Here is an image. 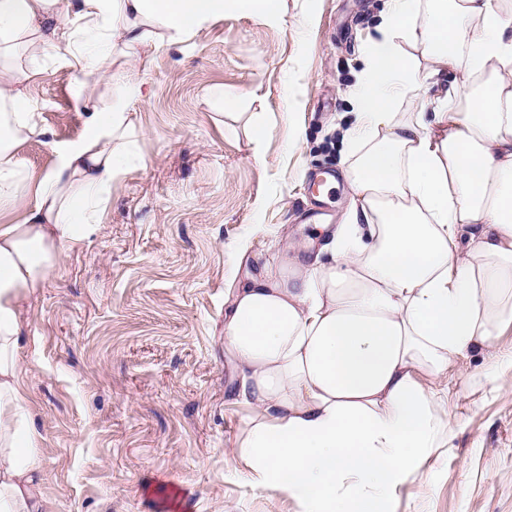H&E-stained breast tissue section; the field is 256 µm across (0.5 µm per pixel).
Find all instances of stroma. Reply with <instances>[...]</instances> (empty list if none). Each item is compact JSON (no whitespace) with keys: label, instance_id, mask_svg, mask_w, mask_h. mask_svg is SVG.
Wrapping results in <instances>:
<instances>
[{"label":"stroma","instance_id":"35a3bbf8","mask_svg":"<svg viewBox=\"0 0 512 512\" xmlns=\"http://www.w3.org/2000/svg\"><path fill=\"white\" fill-rule=\"evenodd\" d=\"M279 17L229 10L158 49L132 112L126 171L85 248L25 302L18 351L47 512H298L254 484L232 449L251 410L231 399L224 313L246 273L319 247L310 213L350 205L354 93L388 0H286ZM30 89L42 135L80 133L73 71ZM237 94L217 105L212 90ZM451 426L386 512H512V387L480 356L449 371Z\"/></svg>","mask_w":512,"mask_h":512}]
</instances>
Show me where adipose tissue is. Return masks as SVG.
Masks as SVG:
<instances>
[{
  "mask_svg": "<svg viewBox=\"0 0 512 512\" xmlns=\"http://www.w3.org/2000/svg\"><path fill=\"white\" fill-rule=\"evenodd\" d=\"M231 8L277 17L285 0H0V512H45L22 304L85 247L124 171L133 121L93 81L142 96L154 51ZM52 52L83 130L37 171L20 153L41 132L27 90ZM431 86L433 114L399 117ZM356 96L357 205L311 262L249 276L224 316L252 409L233 452L300 512H385L451 425L434 384L475 353L497 367L512 326V0H389Z\"/></svg>",
  "mask_w": 512,
  "mask_h": 512,
  "instance_id": "1",
  "label": "adipose tissue"
}]
</instances>
